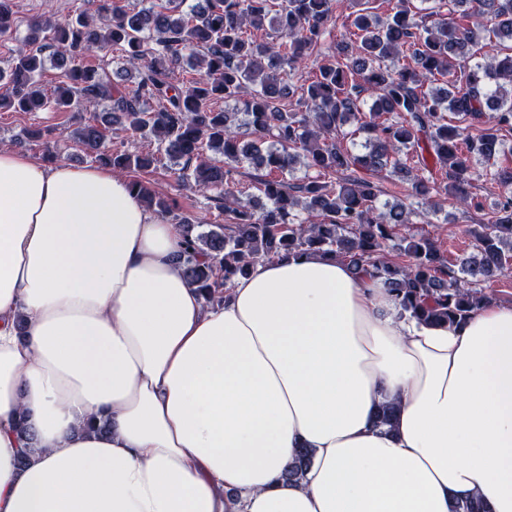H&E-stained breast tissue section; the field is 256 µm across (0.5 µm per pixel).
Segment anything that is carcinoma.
<instances>
[{
    "label": "carcinoma",
    "instance_id": "carcinoma-1",
    "mask_svg": "<svg viewBox=\"0 0 512 512\" xmlns=\"http://www.w3.org/2000/svg\"><path fill=\"white\" fill-rule=\"evenodd\" d=\"M451 3L449 20L418 14L413 0H395L382 18L365 0L355 31L340 34L315 80L300 86L302 64L323 55L335 28V0H198L187 18L176 15L180 0L138 10L104 3L112 17L103 26L85 13L66 25L36 19L0 70V112L97 113L100 124L78 139L181 225L184 274L209 305L257 263L318 253L378 280L401 317L459 323L492 302L480 285L512 270V163L498 162L512 137V0ZM13 25L11 0H0V35ZM265 28L275 40L250 35ZM42 42L64 71L49 90L39 80L46 58L30 48ZM106 49L122 64L107 81L83 64ZM184 64L193 74L179 87L174 69ZM114 125L148 132L156 151L108 147L103 129ZM161 154L183 162V180L217 192L225 223L197 224L150 188L142 175ZM301 159L305 175L293 183ZM244 163L280 177L257 178L259 198L232 178ZM384 171L410 184L425 213L380 199L371 177ZM480 177L507 193L468 229L472 251L456 268L432 238L395 231L439 212L442 195L467 203ZM396 411L382 405L376 425L393 427ZM309 460L302 449L285 477L301 479Z\"/></svg>",
    "mask_w": 512,
    "mask_h": 512
}]
</instances>
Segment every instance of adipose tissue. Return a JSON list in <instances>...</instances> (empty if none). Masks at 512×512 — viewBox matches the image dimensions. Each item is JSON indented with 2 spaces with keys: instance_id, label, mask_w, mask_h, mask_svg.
I'll use <instances>...</instances> for the list:
<instances>
[{
  "instance_id": "ef3b65f1",
  "label": "adipose tissue",
  "mask_w": 512,
  "mask_h": 512,
  "mask_svg": "<svg viewBox=\"0 0 512 512\" xmlns=\"http://www.w3.org/2000/svg\"><path fill=\"white\" fill-rule=\"evenodd\" d=\"M183 249L127 177L0 147V512H512V306L420 325L321 256L209 306Z\"/></svg>"
}]
</instances>
